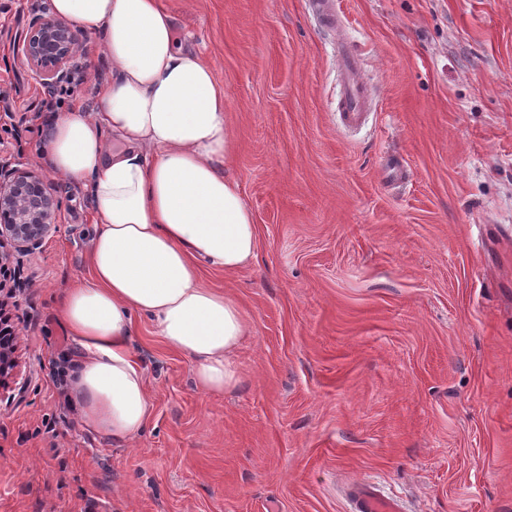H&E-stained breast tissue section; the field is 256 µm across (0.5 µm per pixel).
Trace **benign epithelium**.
<instances>
[{"instance_id": "1", "label": "benign epithelium", "mask_w": 512, "mask_h": 512, "mask_svg": "<svg viewBox=\"0 0 512 512\" xmlns=\"http://www.w3.org/2000/svg\"><path fill=\"white\" fill-rule=\"evenodd\" d=\"M78 31L47 12L37 16L21 54L38 83L49 92L70 74L75 63ZM57 201L45 181L21 167H0V245L20 252L39 249L50 234Z\"/></svg>"}]
</instances>
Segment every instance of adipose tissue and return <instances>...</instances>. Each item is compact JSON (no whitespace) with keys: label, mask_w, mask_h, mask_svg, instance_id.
Wrapping results in <instances>:
<instances>
[{"label":"adipose tissue","mask_w":512,"mask_h":512,"mask_svg":"<svg viewBox=\"0 0 512 512\" xmlns=\"http://www.w3.org/2000/svg\"><path fill=\"white\" fill-rule=\"evenodd\" d=\"M50 9L95 37L111 67L98 110L53 114L39 142L53 174L88 189L96 216L92 279L57 300L73 357L66 400L87 431L129 442L153 408L130 346L137 316L189 360L199 389L238 386L248 323L234 298L202 281L197 262L236 271L256 257L257 227L225 172L224 90L160 0H50Z\"/></svg>","instance_id":"ef3b65f1"}]
</instances>
